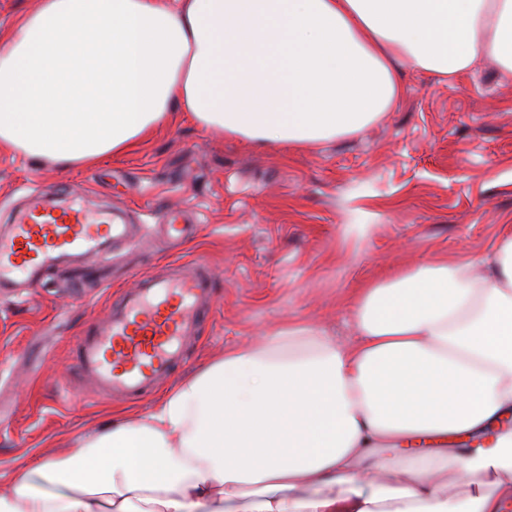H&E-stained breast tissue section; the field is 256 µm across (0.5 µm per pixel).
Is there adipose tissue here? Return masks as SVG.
<instances>
[{"label":"adipose tissue","mask_w":512,"mask_h":512,"mask_svg":"<svg viewBox=\"0 0 512 512\" xmlns=\"http://www.w3.org/2000/svg\"><path fill=\"white\" fill-rule=\"evenodd\" d=\"M512 71V0H41L0 26V150L87 167L172 111L263 147L370 125L401 69ZM356 340L288 324L17 471L0 512H512V226L386 270Z\"/></svg>","instance_id":"adipose-tissue-1"}]
</instances>
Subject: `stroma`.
<instances>
[{
	"label": "stroma",
	"instance_id": "obj_1",
	"mask_svg": "<svg viewBox=\"0 0 512 512\" xmlns=\"http://www.w3.org/2000/svg\"><path fill=\"white\" fill-rule=\"evenodd\" d=\"M401 102L367 129L280 158L187 120L157 127L133 153L83 169L0 152V225L53 192L92 213L130 208L136 238L96 264L111 286L57 275L0 297V491L19 467L75 448L115 421L154 412L162 385L135 402L76 380V340L113 292L174 254L155 229L166 207L199 223L179 256L209 263L218 302L172 382L252 346L277 323H313L351 341L348 297L386 267L476 262L512 225V72L481 63L463 80L405 73Z\"/></svg>",
	"mask_w": 512,
	"mask_h": 512
}]
</instances>
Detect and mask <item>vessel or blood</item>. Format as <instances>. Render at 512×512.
I'll return each instance as SVG.
<instances>
[{"mask_svg": "<svg viewBox=\"0 0 512 512\" xmlns=\"http://www.w3.org/2000/svg\"><path fill=\"white\" fill-rule=\"evenodd\" d=\"M163 222L175 240L194 231L184 210H165ZM128 226L120 216L94 221L77 204L29 199L9 234L0 237V296L20 282H40L52 269L76 268L85 256L107 253ZM215 300L210 266L201 259H178L163 273L139 275L134 287L109 302L106 320L79 337L77 376L91 380L101 396L140 399L184 362Z\"/></svg>", "mask_w": 512, "mask_h": 512, "instance_id": "1", "label": "vessel or blood"}]
</instances>
